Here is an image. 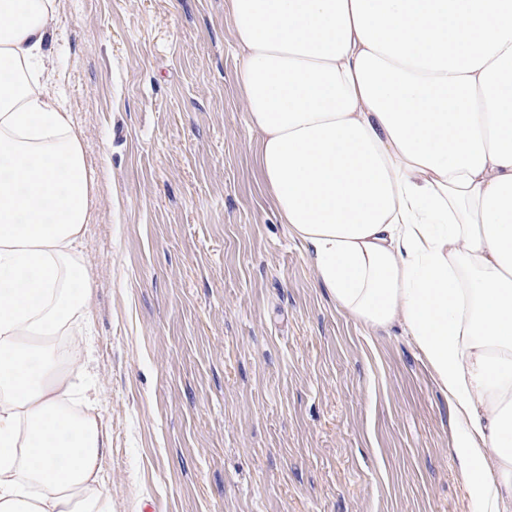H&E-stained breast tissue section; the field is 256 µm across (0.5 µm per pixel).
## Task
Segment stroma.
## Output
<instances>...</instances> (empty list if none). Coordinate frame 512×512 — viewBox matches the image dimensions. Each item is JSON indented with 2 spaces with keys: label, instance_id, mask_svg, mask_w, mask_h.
<instances>
[{
  "label": "stroma",
  "instance_id": "obj_1",
  "mask_svg": "<svg viewBox=\"0 0 512 512\" xmlns=\"http://www.w3.org/2000/svg\"><path fill=\"white\" fill-rule=\"evenodd\" d=\"M57 6L112 512H474L412 337L338 307L264 193L227 0Z\"/></svg>",
  "mask_w": 512,
  "mask_h": 512
}]
</instances>
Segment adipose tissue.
I'll list each match as a JSON object with an SVG mask.
<instances>
[{
	"label": "adipose tissue",
	"mask_w": 512,
	"mask_h": 512,
	"mask_svg": "<svg viewBox=\"0 0 512 512\" xmlns=\"http://www.w3.org/2000/svg\"><path fill=\"white\" fill-rule=\"evenodd\" d=\"M0 0V512H110L111 437L63 344L94 183L48 44ZM238 93L283 224L337 305L403 326L460 427L476 512H512V18L503 0H229ZM495 468H488V457Z\"/></svg>",
	"instance_id": "ef3b65f1"
}]
</instances>
